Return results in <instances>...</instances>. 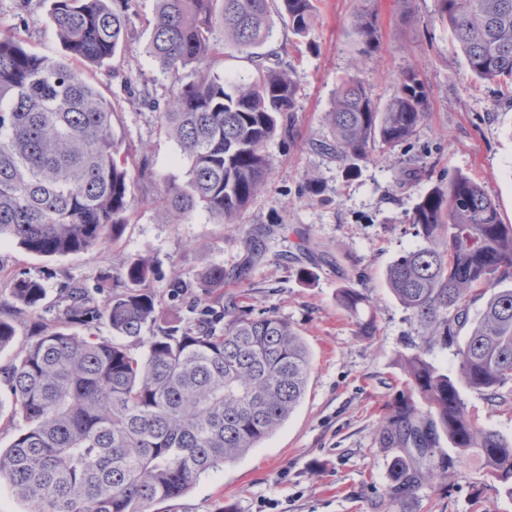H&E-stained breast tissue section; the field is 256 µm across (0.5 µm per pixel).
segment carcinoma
<instances>
[{
    "label": "carcinoma",
    "instance_id": "obj_1",
    "mask_svg": "<svg viewBox=\"0 0 512 512\" xmlns=\"http://www.w3.org/2000/svg\"><path fill=\"white\" fill-rule=\"evenodd\" d=\"M317 9V0H157L147 52L161 73L176 76L226 45L253 63L242 79L202 73L163 104L146 99L189 162L184 185L160 198L175 220L202 207L236 223L271 172L267 143L296 141L298 84L258 48L271 38L275 16L307 37ZM51 17L62 59L0 33V239L43 256L117 240L129 223L133 185L114 129L116 106L85 73L125 46L134 24L129 0H52ZM438 19L477 77L512 84V0H438ZM351 28L360 54L371 55L379 45L375 15L357 11ZM428 116L416 70L401 74L383 104L365 79L350 75L336 88L331 138L320 149L352 169L410 139ZM411 223L422 244L386 274L420 328L416 352L401 361L403 388L380 420L384 447L402 449L389 495L400 503L422 482L447 479L446 439L456 456L479 459L484 476L512 497V439L478 426L462 398L467 389L512 410V396L502 392L512 382V287H501L512 280V224L502 223L484 186L466 174L422 195ZM151 274L140 259L100 276L92 290L65 289L62 326H39L8 368L24 428L0 449V482L28 512H145L256 447L304 398L311 355L287 320L252 316L234 301L202 309L199 297L189 304L198 315L167 325L148 289ZM224 279V268H208L202 294ZM106 288L112 297L102 303L96 293ZM11 295L35 309L44 288L18 277ZM479 299L484 306L472 319ZM338 300L362 335L374 334L362 289L342 288ZM101 324L144 351L92 333ZM452 345L456 371L426 358Z\"/></svg>",
    "mask_w": 512,
    "mask_h": 512
}]
</instances>
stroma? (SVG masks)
<instances>
[{
	"instance_id": "35a3bbf8",
	"label": "stroma",
	"mask_w": 512,
	"mask_h": 512,
	"mask_svg": "<svg viewBox=\"0 0 512 512\" xmlns=\"http://www.w3.org/2000/svg\"><path fill=\"white\" fill-rule=\"evenodd\" d=\"M155 0H130L135 30L113 64L88 76L115 103V129L136 173L133 217L122 237L80 254L41 256L16 241H0V318L16 336L0 351V448H8L21 418L13 415L3 374L24 353L35 325L57 324L64 288L94 287L101 273L144 259L153 269L149 286L160 311L181 306L170 283L198 285L211 266L226 273L224 287L207 304L230 299L253 313L288 320L312 356L306 395L273 435L223 469L202 475L179 498L156 502L147 512H512V497L483 483L478 465L455 461L444 481H426L403 503L390 499L394 449L379 443L380 419L403 386L398 364L418 336L413 316L390 293L389 266L420 243L410 216L420 196L462 173L481 182L503 223L512 224V87L478 79L436 19L437 0H320L307 37L276 22L268 49L283 51L299 85V138L270 141L273 167L266 186L240 223L226 224L200 208L172 223L158 203L171 183H184L188 160L161 127L158 112L144 106L142 91L164 101L202 69L229 78L248 74L251 63L234 48L180 70L160 73L147 52ZM51 0H0V32L11 31L33 53L62 58L50 19ZM373 11L380 43L366 60L364 77L380 101L390 99L399 76L419 70L429 92L430 114L408 141L386 159L358 162L356 170L322 153L326 114L340 79L358 56L350 20ZM425 161L429 179L408 181L401 171ZM320 180L310 193L309 176ZM312 271L303 279L301 268ZM17 277L42 282L45 297L35 312L20 313L10 293ZM365 290L376 321L372 337L360 335L340 306V288Z\"/></svg>"
}]
</instances>
